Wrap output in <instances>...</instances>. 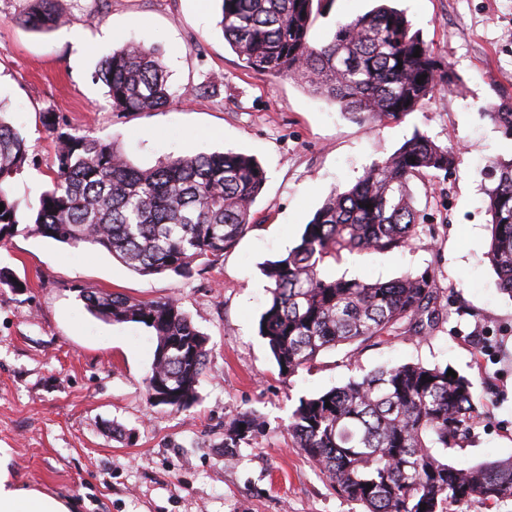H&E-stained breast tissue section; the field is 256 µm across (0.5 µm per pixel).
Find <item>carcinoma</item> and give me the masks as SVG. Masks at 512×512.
Returning a JSON list of instances; mask_svg holds the SVG:
<instances>
[{"instance_id":"cac0c4a2","label":"carcinoma","mask_w":512,"mask_h":512,"mask_svg":"<svg viewBox=\"0 0 512 512\" xmlns=\"http://www.w3.org/2000/svg\"><path fill=\"white\" fill-rule=\"evenodd\" d=\"M219 2L224 39L247 70L288 76L355 119H398L453 82L406 15L390 5L337 24L327 41L313 44V18L330 14L335 0ZM23 22L41 31L55 27L56 0H29ZM422 75L426 79L419 84ZM93 79L107 88L114 112H151L170 101L159 50L143 40L103 58ZM482 114L512 135L511 105ZM45 127L54 142L52 188L32 204L12 190L14 178L31 162L26 139L0 109V242L27 221L34 234L73 247L103 248L141 275L190 276L206 270L252 227V206L266 176L244 154L169 156L141 168L114 142L51 112ZM456 162L448 147L414 135L354 186L332 192L305 225L300 243L268 265L271 299L259 329L280 374L309 369L323 351L338 345L421 338L445 322L443 291L429 270L381 282L332 278L321 267L346 252L408 247L418 220L412 184H424ZM490 168L486 257L500 290L512 296V158L494 159ZM0 286L22 291L27 283L2 267ZM80 297L92 315L142 324L156 337V347L169 345L164 358L153 357L145 379L148 401L158 380L173 397L171 411L196 403L207 338L177 300L144 303L89 288L80 290ZM447 371L404 363L302 397L288 433L336 493L360 512H462L474 503L497 507L512 501V458L471 469L448 463V449L461 446L482 412L472 383ZM259 433V419L240 414L224 424V447L239 448Z\"/></svg>"}]
</instances>
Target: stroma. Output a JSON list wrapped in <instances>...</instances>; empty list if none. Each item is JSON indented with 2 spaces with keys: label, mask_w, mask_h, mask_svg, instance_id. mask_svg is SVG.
<instances>
[{
  "label": "stroma",
  "mask_w": 512,
  "mask_h": 512,
  "mask_svg": "<svg viewBox=\"0 0 512 512\" xmlns=\"http://www.w3.org/2000/svg\"><path fill=\"white\" fill-rule=\"evenodd\" d=\"M413 29L456 75L400 120L369 123L288 77L245 70L224 40L218 0H58L65 22L38 32L27 0H0V103L34 163L13 182L37 201L51 186L45 113L114 140L137 166L169 156L234 151L263 167L254 226L202 274L141 275L104 251L74 248L19 228L0 267L26 290L0 288V448L11 478L72 500L76 512H355L288 435L300 398L380 367L410 362L467 376L484 405L469 442L448 451L468 469L512 457V297L485 252L489 164L512 155V137L482 108L512 104V0H397ZM374 0H335L315 21L319 44L336 23ZM154 44L173 93L154 112H114L92 74L129 40ZM215 82V92L199 86ZM457 150L454 169L415 184L420 213L411 246L347 254L326 275L388 281L435 273L448 320L420 339L322 353L314 367L280 374L259 320L270 300L266 262L296 246L335 189L354 184L414 133ZM82 288L140 301L177 299L207 339L198 400L174 413L147 403L156 346L138 323L92 316ZM249 412L262 422L249 444L224 450V424Z\"/></svg>",
  "instance_id": "stroma-1"
}]
</instances>
